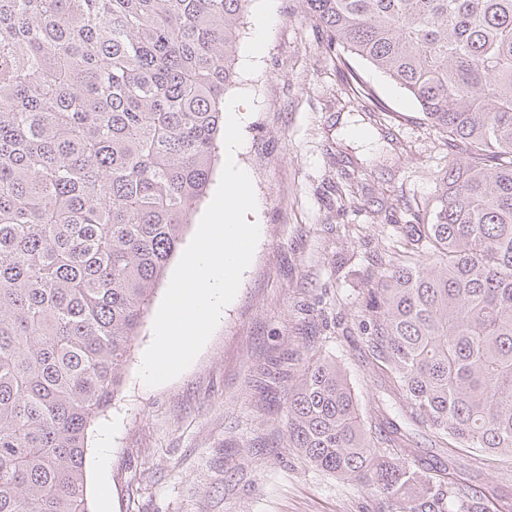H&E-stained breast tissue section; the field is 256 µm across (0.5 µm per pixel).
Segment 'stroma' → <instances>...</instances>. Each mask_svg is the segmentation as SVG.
Returning <instances> with one entry per match:
<instances>
[{
	"mask_svg": "<svg viewBox=\"0 0 512 512\" xmlns=\"http://www.w3.org/2000/svg\"><path fill=\"white\" fill-rule=\"evenodd\" d=\"M350 63L338 67L299 0H251L228 92L254 101L237 161L260 206V238L209 341L159 386L139 375L153 337L147 313L117 396L88 430L93 512H388L358 483L286 449L283 435L284 397L317 357L344 371L365 421L408 415L362 343L364 308L392 226L434 203L448 145L403 89L360 58ZM376 102L384 111L373 126L365 111ZM351 123L369 137H349ZM455 464L475 486L512 490L511 463L464 450Z\"/></svg>",
	"mask_w": 512,
	"mask_h": 512,
	"instance_id": "35a3bbf8",
	"label": "stroma"
}]
</instances>
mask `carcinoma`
<instances>
[{"label": "carcinoma", "instance_id": "1", "mask_svg": "<svg viewBox=\"0 0 512 512\" xmlns=\"http://www.w3.org/2000/svg\"><path fill=\"white\" fill-rule=\"evenodd\" d=\"M250 0H0V512H91L87 434L208 194ZM337 64L399 84L455 158L368 289L365 345L448 456L512 460V0H301ZM286 447L391 512H512L362 418L319 357Z\"/></svg>", "mask_w": 512, "mask_h": 512}]
</instances>
